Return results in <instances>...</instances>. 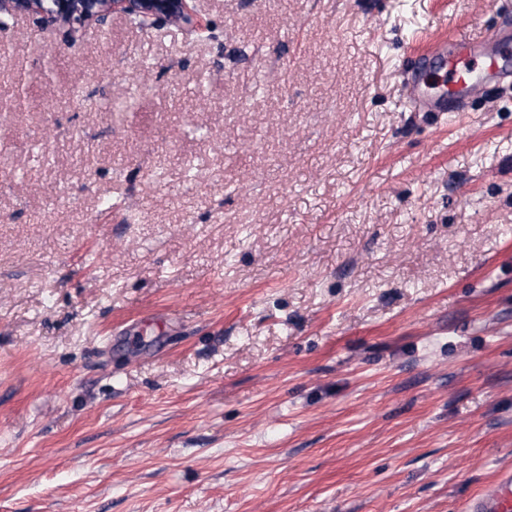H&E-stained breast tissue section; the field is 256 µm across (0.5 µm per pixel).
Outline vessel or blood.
<instances>
[{
    "label": "vessel or blood",
    "instance_id": "obj_1",
    "mask_svg": "<svg viewBox=\"0 0 512 512\" xmlns=\"http://www.w3.org/2000/svg\"><path fill=\"white\" fill-rule=\"evenodd\" d=\"M511 55L512 39L494 34L476 42L459 39L436 43L430 51L436 65L424 68L413 87V98L429 102L438 112L451 106L463 111L477 83L501 73ZM466 512H512V472H502L480 491Z\"/></svg>",
    "mask_w": 512,
    "mask_h": 512
}]
</instances>
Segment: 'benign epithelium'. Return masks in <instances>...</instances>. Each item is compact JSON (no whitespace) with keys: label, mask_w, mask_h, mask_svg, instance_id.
<instances>
[{"label":"benign epithelium","mask_w":512,"mask_h":512,"mask_svg":"<svg viewBox=\"0 0 512 512\" xmlns=\"http://www.w3.org/2000/svg\"><path fill=\"white\" fill-rule=\"evenodd\" d=\"M116 11L152 25L173 23L189 34L205 29L189 0H0V33L8 28L7 20L22 15L45 27L69 29L92 22L103 28Z\"/></svg>","instance_id":"1"}]
</instances>
